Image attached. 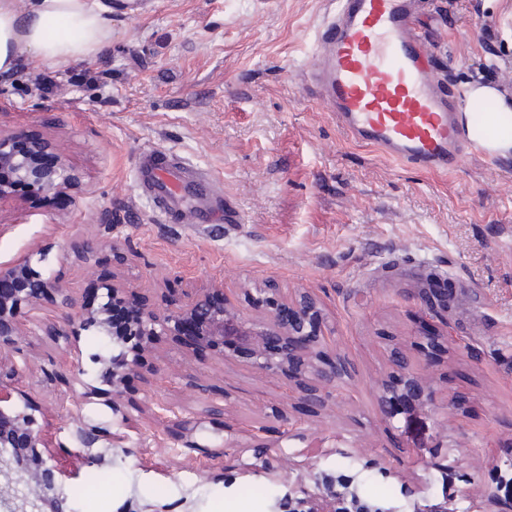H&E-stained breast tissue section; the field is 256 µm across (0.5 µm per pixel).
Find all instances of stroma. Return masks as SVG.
<instances>
[{
	"label": "stroma",
	"instance_id": "obj_1",
	"mask_svg": "<svg viewBox=\"0 0 512 512\" xmlns=\"http://www.w3.org/2000/svg\"><path fill=\"white\" fill-rule=\"evenodd\" d=\"M326 7L148 0L138 16H114L96 57L107 77L84 79L83 60L55 68L28 54L0 74V134L52 140L80 178L68 198L0 200V267L43 258L84 304L103 280L152 305L219 286L253 319L266 314L261 290L272 282L281 301L302 292L316 301L329 354L351 370L312 414L297 409L292 382L255 369L247 351L227 359L168 337L116 399L91 360L101 350L96 329L73 325L55 339L38 325L58 306L25 309L11 384L38 409L45 454L70 474L62 488L70 512H283L289 478L311 468L352 473L374 453L394 474L365 471L368 488L398 502L402 482L427 487L441 464L453 466L458 488L491 485L497 454L512 445V152L503 169L470 159L444 176L398 167L349 140L296 75ZM444 9L434 0L422 24L456 81L469 79L475 58L512 56L503 25L512 0H461L451 17ZM485 24L496 34L489 42ZM147 148L208 168L231 223L160 221L136 185L135 159ZM85 239L98 244L90 264L72 249ZM123 253L135 262H121ZM434 282L448 290L441 319L421 298ZM425 322L446 337L432 362L414 343ZM392 337L440 404L462 396L467 411L434 418L406 409L387 429L379 408L383 384L397 379ZM77 359L94 390L86 402L62 378ZM178 416L204 417L203 430L176 433ZM86 422L112 433L105 462L76 453ZM254 435L283 468L255 471L242 447ZM203 444L223 457L201 453Z\"/></svg>",
	"mask_w": 512,
	"mask_h": 512
}]
</instances>
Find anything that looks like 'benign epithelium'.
<instances>
[{
	"label": "benign epithelium",
	"instance_id": "benign-epithelium-1",
	"mask_svg": "<svg viewBox=\"0 0 512 512\" xmlns=\"http://www.w3.org/2000/svg\"><path fill=\"white\" fill-rule=\"evenodd\" d=\"M14 137L0 135V199L11 196L13 185L21 184L31 195L43 197H68L77 188L78 176L67 164L56 144L35 138L23 152L13 149ZM103 304L97 309L82 308L72 311L73 303L54 277L35 269L31 263L18 264L5 271L0 270V346L15 345L22 335L20 313L22 308L32 307L50 299L60 302L66 312L62 319L42 324L48 336H66V327L74 322L95 327L106 336L115 335L112 327V298L119 289L110 282L98 285ZM427 308L435 313L448 311V294L432 288L424 295ZM141 326L150 340L160 336L183 334L188 322L199 326L198 344L224 354L236 348L250 351L253 364L263 372H286L295 380L302 403L317 407L333 396L336 388L349 378L346 361L338 357L336 362L322 364L321 312L316 303L305 293L294 304L272 308L262 321L249 318L227 306L224 289L209 288L194 294L190 300L175 308L152 310L139 308ZM394 364L401 377L398 384L386 386L381 394V420L390 425L401 410L410 406L430 415L436 413V404L429 382L408 365L398 351L392 353ZM93 361L107 366L112 395L122 393L124 376L134 371L139 356L124 353L116 357L93 356ZM13 372V364L0 355V447L11 452L0 459V466L18 476L25 490L20 492L12 484L0 486V496L15 495L18 500L15 512H28L41 500L40 492L53 493L54 512H68L66 498L56 494L62 483L61 474L48 463L38 448L35 430L37 408L24 395L14 397L16 391L5 383ZM79 440L87 450L102 440H112L105 427L88 424L78 431ZM498 482L491 495V502L504 501L512 505V448L504 453L497 464ZM442 499L434 503L425 498L415 501L411 512H473L462 503L471 499V491L460 492L448 488V470L441 471ZM288 508L297 512H326L315 507V502L333 500V512H349L347 504L354 505V512H400L394 506H380L364 499L356 476L331 478L324 472H315L305 481L301 478L288 480Z\"/></svg>",
	"mask_w": 512,
	"mask_h": 512
}]
</instances>
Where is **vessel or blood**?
<instances>
[{"label": "vessel or blood", "mask_w": 512, "mask_h": 512, "mask_svg": "<svg viewBox=\"0 0 512 512\" xmlns=\"http://www.w3.org/2000/svg\"><path fill=\"white\" fill-rule=\"evenodd\" d=\"M426 2L333 0L299 72L302 86L329 105L348 138L398 166L445 175L472 155L497 165L485 112L512 96V80L452 83L417 23ZM135 170L140 196L160 216L220 219L224 192L208 170L162 151L140 153Z\"/></svg>", "instance_id": "b4317fda"}]
</instances>
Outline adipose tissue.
I'll return each mask as SVG.
<instances>
[{"label":"adipose tissue","mask_w":512,"mask_h":512,"mask_svg":"<svg viewBox=\"0 0 512 512\" xmlns=\"http://www.w3.org/2000/svg\"><path fill=\"white\" fill-rule=\"evenodd\" d=\"M112 0H0V74L29 51L46 64L65 67L93 57L112 35Z\"/></svg>","instance_id":"1"}]
</instances>
